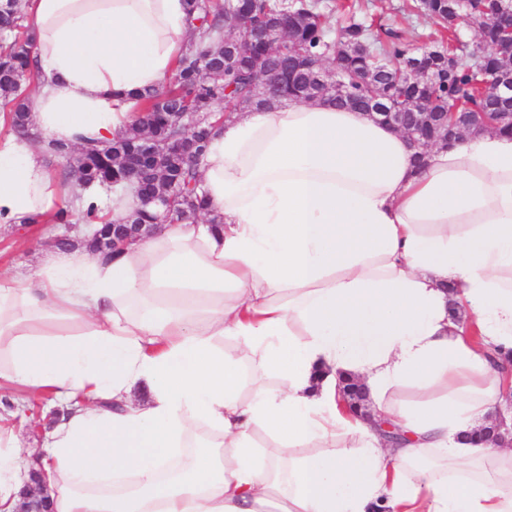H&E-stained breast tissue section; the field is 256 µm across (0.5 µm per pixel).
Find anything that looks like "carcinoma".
Segmentation results:
<instances>
[{
	"mask_svg": "<svg viewBox=\"0 0 512 512\" xmlns=\"http://www.w3.org/2000/svg\"><path fill=\"white\" fill-rule=\"evenodd\" d=\"M19 0H0V99L10 105L14 128L29 126L21 88L34 78L32 43L24 30ZM461 15L448 14V0H422L424 14L440 28L446 45L428 52L386 30L372 32L350 17L331 35L324 15L313 0H189L188 20L198 41L190 44L172 71L168 86L139 96L138 127L113 141L91 142L76 155H62L59 180L102 185L125 178L123 162L139 154L144 136L180 142L181 124L173 112H210L224 104L230 116L244 109H264L289 101L326 99L370 111L369 102L383 98L414 122L425 116V129L439 133L441 114L458 108L462 125L474 127L476 112H498L500 101L480 89L481 73L512 75V47L500 41L499 30L485 12L484 0H462ZM249 26H238L239 18ZM478 26V39L461 40L458 20ZM422 56L430 82L396 69L403 60ZM334 67L342 76L339 87L317 81L320 67ZM214 127L203 126L192 135L194 151L204 154ZM159 171L165 185L174 186L168 222L197 217L203 196L197 190V164L184 152L163 156Z\"/></svg>",
	"mask_w": 512,
	"mask_h": 512,
	"instance_id": "1",
	"label": "carcinoma"
}]
</instances>
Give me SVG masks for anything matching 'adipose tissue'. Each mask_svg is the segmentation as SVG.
<instances>
[{"instance_id":"ef3b65f1","label":"adipose tissue","mask_w":512,"mask_h":512,"mask_svg":"<svg viewBox=\"0 0 512 512\" xmlns=\"http://www.w3.org/2000/svg\"><path fill=\"white\" fill-rule=\"evenodd\" d=\"M21 2L36 87L30 132L0 136V227L62 206L47 141L133 125L190 36L186 0ZM413 155L358 109L246 112L209 140L196 220L0 274V389L59 409L31 463L53 512H512V449L471 439L512 372V136ZM76 194L114 221L135 200ZM345 373L401 442L343 409ZM21 465L0 435V512Z\"/></svg>"}]
</instances>
